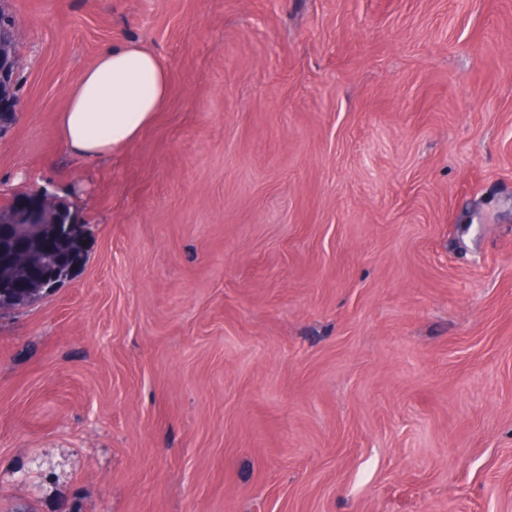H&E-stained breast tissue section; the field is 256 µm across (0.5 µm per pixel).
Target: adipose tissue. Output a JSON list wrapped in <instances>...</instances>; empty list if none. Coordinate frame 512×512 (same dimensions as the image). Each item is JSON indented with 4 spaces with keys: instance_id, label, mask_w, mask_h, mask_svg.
I'll use <instances>...</instances> for the list:
<instances>
[{
    "instance_id": "adipose-tissue-1",
    "label": "adipose tissue",
    "mask_w": 512,
    "mask_h": 512,
    "mask_svg": "<svg viewBox=\"0 0 512 512\" xmlns=\"http://www.w3.org/2000/svg\"><path fill=\"white\" fill-rule=\"evenodd\" d=\"M168 91L166 68L155 53L135 44L103 48L60 115L64 150L85 159L112 155L152 121Z\"/></svg>"
}]
</instances>
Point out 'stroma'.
<instances>
[{"label": "stroma", "instance_id": "1", "mask_svg": "<svg viewBox=\"0 0 512 512\" xmlns=\"http://www.w3.org/2000/svg\"><path fill=\"white\" fill-rule=\"evenodd\" d=\"M28 186L86 226L0 316V512H512V0H9ZM170 94L111 157L99 51ZM168 91L165 65L155 53L136 44L103 48L60 115L63 149L85 159L112 155L160 112Z\"/></svg>", "mask_w": 512, "mask_h": 512}]
</instances>
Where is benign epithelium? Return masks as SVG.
<instances>
[{"mask_svg": "<svg viewBox=\"0 0 512 512\" xmlns=\"http://www.w3.org/2000/svg\"><path fill=\"white\" fill-rule=\"evenodd\" d=\"M19 28L10 13L0 8V135L18 116L14 94L15 46ZM59 198L46 188L36 187L12 202L9 211L0 209V315L27 306L54 292L67 281L75 265L56 252V242L70 229L72 218L59 210ZM35 263L42 274L24 280L13 277L15 266Z\"/></svg>", "mask_w": 512, "mask_h": 512, "instance_id": "benign-epithelium-1", "label": "benign epithelium"}]
</instances>
